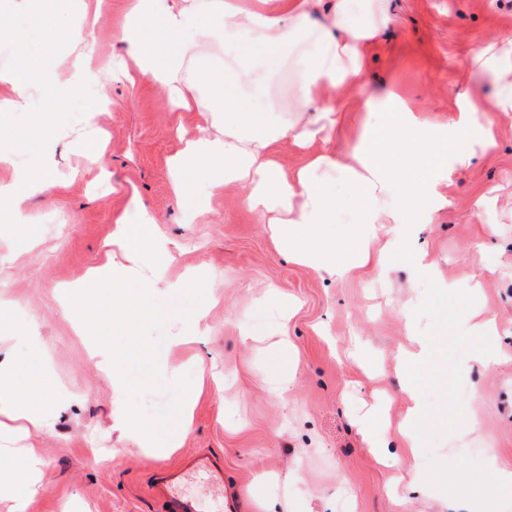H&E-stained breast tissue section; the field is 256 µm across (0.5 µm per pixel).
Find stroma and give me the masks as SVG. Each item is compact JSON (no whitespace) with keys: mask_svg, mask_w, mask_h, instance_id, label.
Segmentation results:
<instances>
[{"mask_svg":"<svg viewBox=\"0 0 512 512\" xmlns=\"http://www.w3.org/2000/svg\"><path fill=\"white\" fill-rule=\"evenodd\" d=\"M124 5L102 0L90 61L97 80L57 110L65 135L54 141V159L64 187L58 198L27 202L32 250L16 253L15 219L0 210V307L10 318L0 327V361L36 359L55 396L51 428L24 440L42 459L32 512H71L76 502L85 512H169L149 492L151 471L201 451L224 461L222 486L197 475L182 487L202 512H220L228 496L243 510L262 501L288 512H448L449 499L490 496L498 512H512V488L492 475L496 467L512 470V116L499 119L493 147L475 145L469 167L419 173L422 181L448 179L447 203L415 237L436 258L434 272L415 271L396 256L333 280L288 259L266 225L242 208L239 186H225L205 217L184 220L167 170L180 147L179 115L164 89L144 83L133 90L112 75ZM390 11L394 21L367 62V87L396 85L413 112L442 122L459 112L469 87L493 96L491 75L466 64L479 47L512 40V0H391ZM0 27L1 70L14 65L17 43L32 58L43 55L25 0H0ZM100 93L116 108L87 117L86 99ZM332 104L341 117L328 144L334 151L379 118L360 94ZM45 108L36 99L30 111L10 115L0 123V141L44 132ZM93 126L103 133L104 176L83 149ZM135 197L170 243L167 278L202 271L210 300L198 342L174 344L183 322L166 324L161 375L169 383L190 377L197 390L181 447L152 455L121 440L114 418L125 411L124 389L96 369L91 340L76 332L61 298L91 269L125 262L113 242L115 221ZM472 279L481 284L478 298L441 292ZM475 308L498 326L499 360L486 367L471 359L475 339L465 318ZM409 320L436 344L419 372L426 410L414 455L396 433L407 406L396 354L408 342ZM282 330L291 342L285 355L273 348ZM361 343L375 354L373 371L350 358ZM383 393L393 455L379 461L363 448L357 426ZM489 448L497 455L493 468ZM410 471L428 492L398 499L393 483Z\"/></svg>","mask_w":512,"mask_h":512,"instance_id":"stroma-1","label":"stroma"}]
</instances>
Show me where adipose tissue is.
I'll return each mask as SVG.
<instances>
[{
  "label": "adipose tissue",
  "instance_id": "ef3b65f1",
  "mask_svg": "<svg viewBox=\"0 0 512 512\" xmlns=\"http://www.w3.org/2000/svg\"><path fill=\"white\" fill-rule=\"evenodd\" d=\"M321 2L130 0L128 17L114 37L130 59L123 72L129 86L147 81L164 87L177 109L192 115L196 135L182 137L180 150L168 161L172 192L184 219L192 222L207 214L211 197L225 185L242 186L247 190L243 208L269 226L291 258L339 280L352 268L387 263L386 253L369 250L379 230L391 228L394 246L404 247L419 220L446 202L447 183L412 182L406 175L444 167L452 157L465 166L472 155L457 149L458 140L492 138L498 119L512 113V51L489 47L474 55V63L494 78V96L482 103L479 87H471L465 107L444 124L408 112L395 86L380 90L378 124L343 158L314 147L315 141H330L338 123L326 94L360 89L366 58L391 17L388 0H334L325 15L319 12ZM93 28L87 21L71 30L64 85L57 74L61 54L46 52L32 67L26 46H18L15 67L0 70V84L10 88L9 97L0 100V112L29 111L36 96L54 105L88 86L94 78L89 68L95 53ZM148 29L155 31V39H145ZM212 49L223 50V70L211 67ZM288 59L293 62L292 115L255 110L254 94L278 79ZM286 143L309 151L289 171L278 161ZM336 178L348 184L359 215L348 246L324 233L336 221L328 191L329 181ZM58 185L48 142L16 169L12 183L0 184V208L22 215L29 197ZM430 353L428 339L415 333L397 355L407 374L402 435L412 451L419 446L416 424L424 411L416 373ZM36 377L33 369L21 373L0 366V401L9 403L12 420L41 430L50 424L54 397L46 390L38 402L29 401ZM0 452L12 459L0 470V494L23 489L19 508L27 512L41 461L26 447Z\"/></svg>",
  "mask_w": 512,
  "mask_h": 512
}]
</instances>
